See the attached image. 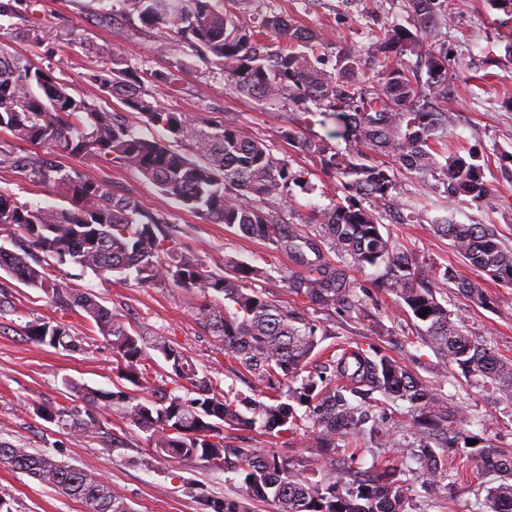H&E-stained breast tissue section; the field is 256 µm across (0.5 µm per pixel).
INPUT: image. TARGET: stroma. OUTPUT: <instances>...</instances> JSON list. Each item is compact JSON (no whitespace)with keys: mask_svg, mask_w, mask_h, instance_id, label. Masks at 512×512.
Masks as SVG:
<instances>
[{"mask_svg":"<svg viewBox=\"0 0 512 512\" xmlns=\"http://www.w3.org/2000/svg\"><path fill=\"white\" fill-rule=\"evenodd\" d=\"M33 9L49 32L42 45L12 37L10 29H0V39L35 64L51 68L54 75L71 83L83 96L107 110L122 113L126 122L140 133L148 128L138 117L125 111L115 99L105 95L92 75L101 62L86 54V43L115 45L131 68L163 72L184 60L182 43L159 37L145 28L121 24L106 27L98 22L99 0H32ZM452 21L443 30L448 45V67L460 77L448 93V115L453 131L449 150L470 151L486 166V178L493 187L489 201L475 203L463 197L445 199L443 188L434 179L419 181L402 168H395V195L413 194L428 201L419 222L384 221V231L395 246L416 254L433 266H453L461 277L474 279L478 273L465 265L449 246L448 239L433 234L429 226L447 217L462 224H493L502 242L512 247V13L492 7L489 0H447ZM367 0H230L228 8L237 23L250 25L262 13H286L318 31L326 59H334L337 48L360 50L367 46ZM150 92L174 112L195 115L207 123L231 118L250 136L268 144L276 158L288 160L293 170L303 171L302 181L291 184L294 201L292 223L307 225L313 208L328 205L335 196L336 180L311 161L297 154L283 139L284 109H272L230 87L223 71L202 64L183 73L176 87L152 83ZM70 166L88 178L108 184L112 191L129 196L146 209L164 215V230L177 246L193 251L203 262L232 256L251 262L261 258L275 278L290 274L294 267L287 256L260 240L246 239L235 229L190 213L163 197L136 171L120 164L70 159ZM19 202L33 206L60 205L64 199L51 190L33 185L9 167L0 166V190ZM75 287L88 289L104 305L118 310L128 321L148 331L170 337L186 350L198 366L216 379L227 393L254 395L259 384L248 372L230 363L222 346L197 323L187 301L205 302L203 294H188L171 283L151 287L110 283L92 272L65 266ZM380 268L349 269L348 276L366 285L363 305L376 314L383 326L375 334L369 323L356 316L336 312L326 320L327 335L321 346L336 348L345 343L367 352L380 351L400 359L419 377L428 380L449 405L466 409L465 432L479 445L492 444L512 451V412L490 404L474 379L462 375L457 366L440 370L439 360L422 342L412 341L409 320L400 314L391 294L372 288ZM486 305L467 301L454 283L436 290L437 299L458 319L466 334L487 342L496 355L512 362V286L486 282ZM35 321H62L82 338L80 350L63 351L41 347L25 334ZM75 379L94 389L132 391L133 386L118 378L112 366V351L97 328L76 311L50 304L44 294L18 282L0 270V442L45 451L56 459L77 465L102 477L114 495L136 512H209L204 498L238 496L242 493L239 475L224 473L199 464L184 468L176 460L157 462L137 427L124 422L113 410L101 411L105 426L124 445L105 450L101 440L79 441L67 431L44 422L34 413L36 406L61 402L62 381ZM236 446L257 450L276 449L295 459L308 460V474L318 479V465L308 459V434L290 444H272L260 431L228 430ZM0 492L11 501L12 512H87L84 504L63 497L54 488L0 466ZM411 512H488L484 496L475 495L472 476H456L446 467L436 482L417 484Z\"/></svg>","mask_w":512,"mask_h":512,"instance_id":"obj_1","label":"stroma"}]
</instances>
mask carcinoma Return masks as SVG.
Instances as JSON below:
<instances>
[{
  "label": "carcinoma",
  "mask_w": 512,
  "mask_h": 512,
  "mask_svg": "<svg viewBox=\"0 0 512 512\" xmlns=\"http://www.w3.org/2000/svg\"><path fill=\"white\" fill-rule=\"evenodd\" d=\"M119 2L127 22L137 20L179 39L200 62L223 70L237 92L271 106H292L283 136L297 153L337 176L340 195L315 212L309 228L289 223L288 187L300 175L287 161L236 123L205 125L193 115L170 111L146 89L148 79L178 83L181 64L166 74L144 77L115 48L99 45L95 53L102 66L92 79L142 123L180 140L186 153L167 139L142 136L51 69L0 47V129L10 133V139L0 140V164L34 184L63 191L69 203L32 207L0 192V231L23 238L14 249L0 244V270L42 291L50 303L81 311L111 346L118 377L134 386L132 394L111 392L66 379L63 388L75 404H41L35 415L77 439H99L106 431L98 411L115 407L123 420L147 435L158 460L232 469L242 476L250 498L270 499L278 512H407L415 483L433 480L450 455L476 463L479 475L496 474V482L481 480L474 491L486 492L489 512H512V455L492 445L465 451V410L451 414L448 402L402 362L380 352L370 356L358 347L345 348L307 371L323 327L309 312L339 309L369 319L346 268L382 264L384 273L372 286L396 297L416 338L431 348L441 369L458 366L481 379L493 403L512 406V364L465 334L435 295L438 285L453 281L469 302L484 305L482 280L512 286V249L501 244L495 225L446 219L430 225L480 273L478 280L459 279L450 266L440 270L418 261L382 231L388 202L400 208L405 224L419 216L413 201L390 197L395 163L432 176L450 200L481 202L491 193L475 154L438 160L451 134L445 104L454 77L441 42L448 5L404 0L415 18L414 30L373 28L364 53L338 50L329 71L318 55L321 36L278 14H261L246 28L224 13L222 0ZM2 18L28 39L44 41L31 0H0ZM409 53L416 55L412 69L404 60ZM368 70L377 77L375 90L365 83ZM422 71L424 80L418 76ZM315 124L334 126L329 139L310 136ZM333 139L345 146L331 143ZM22 144L38 151L27 152ZM378 155L393 164L377 161ZM56 156L132 168L184 209L272 245L296 266L287 288L297 306L273 299L276 283L266 268L230 256L210 265L202 262L169 240L161 229L163 215L113 194L104 183L54 160ZM67 264L105 280H133L143 287L167 281L189 293H212L213 300L197 308L196 320L220 342L224 355L263 385L264 400L218 390L179 344L130 324L94 293L74 288L61 270ZM425 308L428 315L423 317ZM26 335L39 346L81 349L78 337L62 322L32 323ZM158 358L169 368L174 387L158 382ZM176 390L188 397L174 394ZM378 394L408 403L407 413L394 410L380 419ZM226 425L242 431L257 428L276 440L311 429L308 447L321 462L320 480L312 481L306 466L274 451L229 445ZM403 425L418 443L413 455L418 467L359 466L361 451L391 444ZM0 465L84 503L89 512H136L112 494L106 481L50 454L0 442ZM207 507L211 512H247L240 499L228 496L208 501Z\"/></svg>",
  "instance_id": "cac0c4a2"
}]
</instances>
